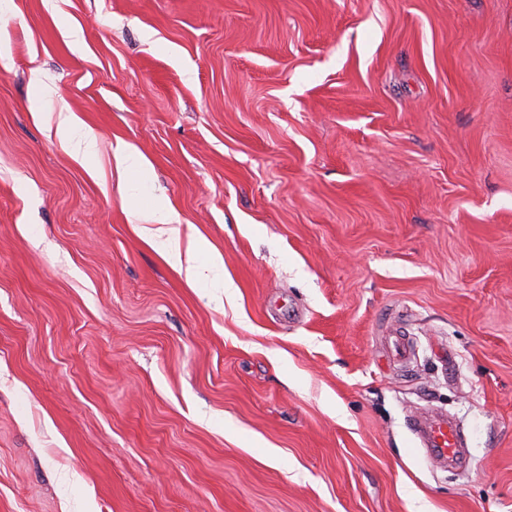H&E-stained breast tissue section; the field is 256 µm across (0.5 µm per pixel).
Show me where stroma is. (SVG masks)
Returning a JSON list of instances; mask_svg holds the SVG:
<instances>
[{"instance_id":"1","label":"stroma","mask_w":512,"mask_h":512,"mask_svg":"<svg viewBox=\"0 0 512 512\" xmlns=\"http://www.w3.org/2000/svg\"><path fill=\"white\" fill-rule=\"evenodd\" d=\"M0 512H512V0H12ZM57 136L64 144L72 145L77 154L87 155L93 147V135L79 120L70 115L59 123ZM114 156L118 165V168H135L139 171L143 180H148L150 173L147 163L139 152L132 146L119 143L114 149ZM163 223L175 224L169 228L170 233V250L168 252V258L171 263L179 268H182L183 260L182 254L179 250L178 240L180 237V220L172 213L170 209L165 208V217ZM187 283L192 286L204 276L205 271H213L224 265L222 256L213 249L209 241L194 237L191 251L187 252ZM429 458L446 463L459 452L460 441L456 425L446 415H432L414 423Z\"/></svg>"}]
</instances>
